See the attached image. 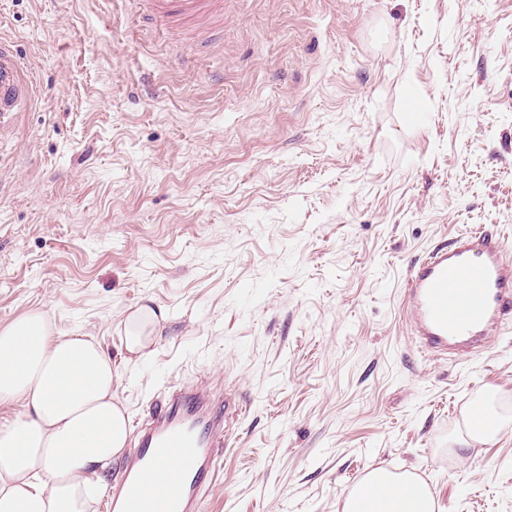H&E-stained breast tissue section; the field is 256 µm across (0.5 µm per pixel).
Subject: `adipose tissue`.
<instances>
[{
    "label": "adipose tissue",
    "mask_w": 512,
    "mask_h": 512,
    "mask_svg": "<svg viewBox=\"0 0 512 512\" xmlns=\"http://www.w3.org/2000/svg\"><path fill=\"white\" fill-rule=\"evenodd\" d=\"M158 325L154 308L135 310L125 323L126 351L148 357ZM113 378L110 353L90 336L60 335L42 310L0 327V405H22L0 424V512H91L130 433ZM411 481L373 471L375 512H402Z\"/></svg>",
    "instance_id": "adipose-tissue-1"
}]
</instances>
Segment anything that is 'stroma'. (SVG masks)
Here are the masks:
<instances>
[{"label": "stroma", "mask_w": 512, "mask_h": 512, "mask_svg": "<svg viewBox=\"0 0 512 512\" xmlns=\"http://www.w3.org/2000/svg\"><path fill=\"white\" fill-rule=\"evenodd\" d=\"M135 11L0 0L37 87L0 135V327L41 309L93 336L134 419L183 382L247 405L207 512H342L377 467L439 512H512V326L427 360L402 297L458 231L512 253V0H223L163 32ZM491 389L502 431L456 445ZM159 314L150 306H141L128 316L125 323L124 348L138 358L151 354L156 337L159 335Z\"/></svg>", "instance_id": "obj_1"}]
</instances>
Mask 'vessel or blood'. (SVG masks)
I'll return each instance as SVG.
<instances>
[{"mask_svg":"<svg viewBox=\"0 0 512 512\" xmlns=\"http://www.w3.org/2000/svg\"><path fill=\"white\" fill-rule=\"evenodd\" d=\"M220 0H140L143 22L161 28ZM33 98L25 60L0 35V129ZM404 315L423 352L460 361L489 347L512 324V254L478 227L415 263L404 288ZM244 411L234 398L196 386L171 388L134 424L135 440L107 492L108 512H206L208 493Z\"/></svg>","mask_w":512,"mask_h":512,"instance_id":"vessel-or-blood-1","label":"vessel or blood"}]
</instances>
